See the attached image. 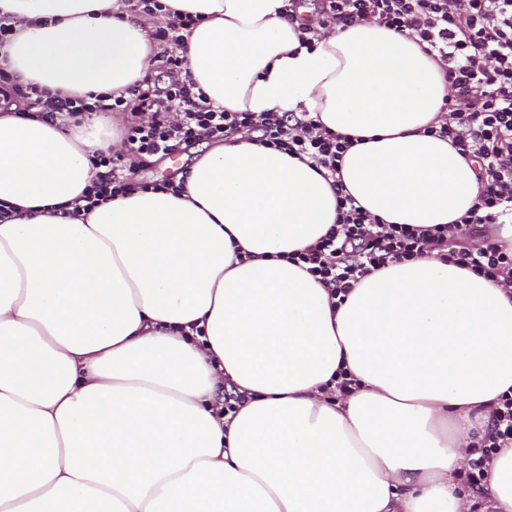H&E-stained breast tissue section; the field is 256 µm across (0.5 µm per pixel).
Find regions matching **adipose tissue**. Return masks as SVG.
Here are the masks:
<instances>
[{
  "mask_svg": "<svg viewBox=\"0 0 512 512\" xmlns=\"http://www.w3.org/2000/svg\"><path fill=\"white\" fill-rule=\"evenodd\" d=\"M161 2L196 16L214 107L355 138L341 179L370 214L426 228L476 203L473 162L425 133L448 85L414 38L363 23L308 50L287 0ZM1 23L0 72L63 96L120 95L158 51L122 0H0ZM110 145L92 114L0 110V512H512V448L481 491L463 479L512 389V294L433 253L332 306L287 258L335 224L329 180L238 135L181 194L62 214Z\"/></svg>",
  "mask_w": 512,
  "mask_h": 512,
  "instance_id": "obj_1",
  "label": "adipose tissue"
}]
</instances>
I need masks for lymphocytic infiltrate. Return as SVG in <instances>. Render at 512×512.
<instances>
[{"label": "lymphocytic infiltrate", "instance_id": "obj_1", "mask_svg": "<svg viewBox=\"0 0 512 512\" xmlns=\"http://www.w3.org/2000/svg\"><path fill=\"white\" fill-rule=\"evenodd\" d=\"M193 22L191 15H178L151 31L159 47L152 60L158 77L135 83L127 96L104 94L90 102L62 99L35 84L14 87L16 96L48 120L91 112L136 114L121 149L96 154L95 176L80 196L83 211L137 190L173 189L170 181L137 179L149 158L256 131L261 145L311 159L313 166L333 177L335 224L314 245L292 255L331 299L344 301L363 276L432 251L447 252L455 264L499 286H512V250L496 235L477 230L481 224L512 223V0H323L315 22L302 28L299 44L306 48L313 39L371 22L417 38L435 53L448 94L440 121L425 132L448 140L464 159L476 160L482 189L459 221L430 229L387 224L356 205L340 177L352 137L333 132L306 112H229L213 107L189 77L184 32ZM476 233L479 245L467 246L466 238ZM511 447L512 395L505 393L492 413L479 456L467 463L468 483L479 487L491 454Z\"/></svg>", "mask_w": 512, "mask_h": 512}]
</instances>
